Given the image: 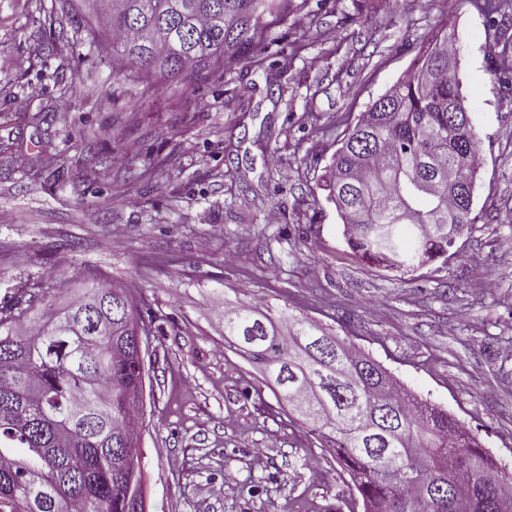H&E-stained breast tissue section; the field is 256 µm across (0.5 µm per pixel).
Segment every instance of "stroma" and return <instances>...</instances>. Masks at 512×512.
Here are the masks:
<instances>
[{
	"label": "stroma",
	"instance_id": "stroma-1",
	"mask_svg": "<svg viewBox=\"0 0 512 512\" xmlns=\"http://www.w3.org/2000/svg\"><path fill=\"white\" fill-rule=\"evenodd\" d=\"M79 5L0 0V301L24 281L72 297L109 282L153 320L146 512H364L332 450L225 347L228 302L313 320L512 474V95L491 75L512 47L481 0H308L253 62L160 87L113 71ZM444 26L481 142L477 222L448 265L404 275L353 255L319 184L340 118L415 70ZM45 147L56 174L34 165Z\"/></svg>",
	"mask_w": 512,
	"mask_h": 512
}]
</instances>
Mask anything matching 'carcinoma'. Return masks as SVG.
Instances as JSON below:
<instances>
[{
	"label": "carcinoma",
	"instance_id": "1",
	"mask_svg": "<svg viewBox=\"0 0 512 512\" xmlns=\"http://www.w3.org/2000/svg\"><path fill=\"white\" fill-rule=\"evenodd\" d=\"M110 26L112 62L152 84L173 75L205 81L254 56L271 23L307 0H96ZM224 26L215 27L216 14ZM439 31L420 67L405 75L354 122L325 166L323 190L345 225L346 243L363 261L410 273L448 264V235L471 218L479 141L467 122L459 64ZM456 171L462 198L448 196ZM0 306V512H137L127 500L140 480L137 450L122 416L130 387L143 392L138 337L151 335L126 287L91 285L67 303L85 337L52 330L53 289ZM335 337L288 309L224 307V341L245 354L332 449L365 512H448V487L428 500H401L408 483H425L401 443L410 435L430 468H475L483 486L458 489L460 512H494L495 491L512 500V475L456 419L401 389L383 367L353 349L336 356ZM126 458L128 475L112 468Z\"/></svg>",
	"mask_w": 512,
	"mask_h": 512
}]
</instances>
